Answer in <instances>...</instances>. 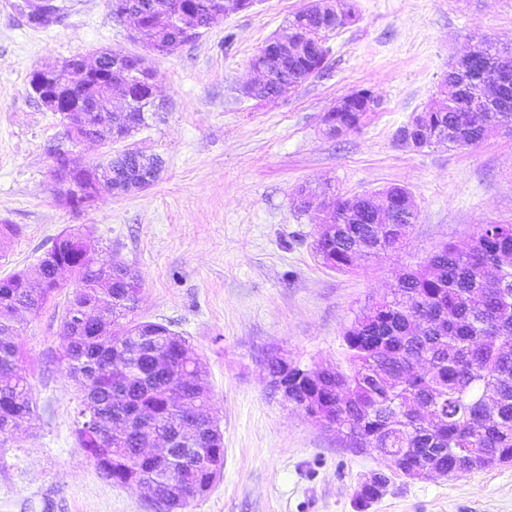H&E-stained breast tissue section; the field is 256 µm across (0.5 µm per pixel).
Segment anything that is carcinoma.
I'll use <instances>...</instances> for the list:
<instances>
[{
	"label": "carcinoma",
	"mask_w": 512,
	"mask_h": 512,
	"mask_svg": "<svg viewBox=\"0 0 512 512\" xmlns=\"http://www.w3.org/2000/svg\"><path fill=\"white\" fill-rule=\"evenodd\" d=\"M142 40L175 48L186 44L184 25L208 24L212 0H127ZM354 17L348 0H336V24L306 7L293 15L278 54L261 47L252 64L268 67L269 98L318 73L326 46ZM448 70L455 91L432 101L419 120L415 148L477 146L500 130L512 132V48L484 40ZM134 62L110 70L112 92L126 100L121 112H93L95 82L76 85L70 108L83 111L88 132L104 141L146 125L149 89L127 83ZM345 112L325 117L328 133L356 127L378 106L371 91L349 94ZM160 158L129 150L102 165L97 184L109 192L141 188ZM418 205L404 187L334 198L315 240L325 267L345 270L359 257L398 249L416 223ZM41 262L37 285L28 275L0 279V438L32 417L33 397L12 337L16 314L38 313L63 287L57 267L76 283L62 318L67 343L60 362L83 385L75 434L99 474L152 495L180 489L177 508L209 491L224 465L218 409L206 387V364L185 337L163 323L135 319L141 283L112 248L82 232L54 241ZM341 362L323 369L268 361L272 381L288 382V403L317 424L333 428L351 450L377 449L403 475L421 458L443 472L469 473V455L485 466L512 463V224H481L470 245L446 243L424 264L404 273L393 290L358 315L344 332ZM348 387L344 397L337 384ZM193 431L196 451L173 458L143 451L149 438ZM387 477L358 490L363 500L382 494Z\"/></svg>",
	"instance_id": "cac0c4a2"
}]
</instances>
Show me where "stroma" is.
<instances>
[{
	"instance_id": "obj_1",
	"label": "stroma",
	"mask_w": 512,
	"mask_h": 512,
	"mask_svg": "<svg viewBox=\"0 0 512 512\" xmlns=\"http://www.w3.org/2000/svg\"><path fill=\"white\" fill-rule=\"evenodd\" d=\"M61 21L27 22L0 0V279L34 271L63 232L92 233L141 281L137 318L184 336L207 361L219 408L224 468L185 512H512V464L458 476L390 473L374 449L344 448L336 430L274 392L266 363L341 359L343 333L403 271L442 244L465 246L480 224L512 223V132L478 146L415 148L397 138L439 95L448 67L482 40L512 47V0H353L357 19L328 41L321 71L274 99L243 94L251 60L288 32L309 0H256L155 62L157 110L117 142L73 147L77 166L127 148L163 167L130 195L89 208L60 201L50 146L57 114L31 93L35 71L100 48L141 52L107 0H66ZM370 90L381 105L341 136L324 118L337 100ZM398 185L419 219L397 250L333 271L313 243L326 189L342 197ZM317 195L306 210L302 187ZM67 292L15 339L34 416L0 445V512H154L146 489L101 477L74 433L80 386L58 358ZM382 495L356 493L377 474Z\"/></svg>"
}]
</instances>
